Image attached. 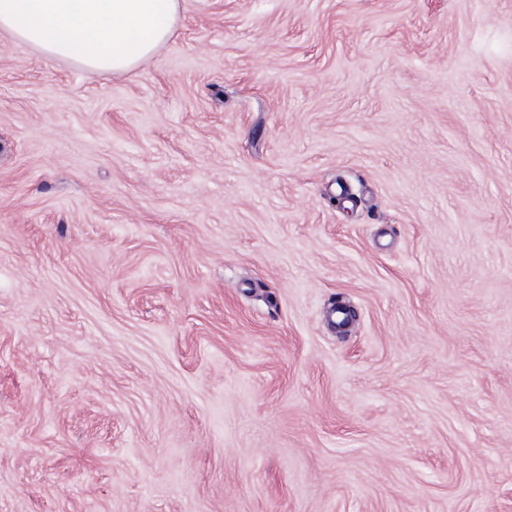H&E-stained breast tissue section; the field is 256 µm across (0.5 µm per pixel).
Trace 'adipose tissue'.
Segmentation results:
<instances>
[{
	"label": "adipose tissue",
	"instance_id": "adipose-tissue-1",
	"mask_svg": "<svg viewBox=\"0 0 512 512\" xmlns=\"http://www.w3.org/2000/svg\"><path fill=\"white\" fill-rule=\"evenodd\" d=\"M178 10L179 0H0V41L109 79L167 41Z\"/></svg>",
	"mask_w": 512,
	"mask_h": 512
}]
</instances>
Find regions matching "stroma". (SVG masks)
<instances>
[{
  "instance_id": "obj_1",
  "label": "stroma",
  "mask_w": 512,
  "mask_h": 512,
  "mask_svg": "<svg viewBox=\"0 0 512 512\" xmlns=\"http://www.w3.org/2000/svg\"><path fill=\"white\" fill-rule=\"evenodd\" d=\"M180 2L0 43V512H512V0ZM180 0H0V41L111 79L174 32Z\"/></svg>"
}]
</instances>
